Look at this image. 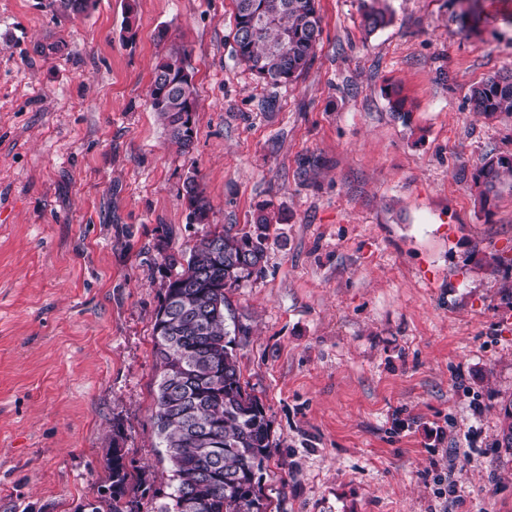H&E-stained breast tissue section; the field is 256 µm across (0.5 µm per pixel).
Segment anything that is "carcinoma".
<instances>
[{
  "label": "carcinoma",
  "instance_id": "carcinoma-1",
  "mask_svg": "<svg viewBox=\"0 0 512 512\" xmlns=\"http://www.w3.org/2000/svg\"><path fill=\"white\" fill-rule=\"evenodd\" d=\"M234 41L238 58L260 79L273 85L294 81L312 61L322 33L318 0H234ZM53 12L80 16L95 0H51ZM362 20L372 32L391 17L381 0H364ZM150 104L183 150L193 142L192 112L197 89L187 52L171 45L153 69ZM473 109L486 116L512 117V70L496 73L472 87ZM512 182V153L486 157L474 174L483 202L499 186ZM184 201L197 223H209L211 206L193 178L184 183ZM282 217L263 205L254 228L206 233L189 254L163 256L169 276L153 327L154 354L161 370L155 414L157 435L177 485L159 512H267L261 487L269 458L270 424L263 404L241 382L224 310L228 294L262 271L270 225ZM115 430L107 459L105 487L111 489L89 512H140L130 493L134 480L141 495L153 491L146 472L126 460ZM498 454L512 459V407H504Z\"/></svg>",
  "mask_w": 512,
  "mask_h": 512
}]
</instances>
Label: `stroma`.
I'll list each match as a JSON object with an SVG mask.
<instances>
[{"label":"stroma","mask_w":512,"mask_h":512,"mask_svg":"<svg viewBox=\"0 0 512 512\" xmlns=\"http://www.w3.org/2000/svg\"><path fill=\"white\" fill-rule=\"evenodd\" d=\"M0 0V512H80L113 431L157 512L175 480L154 426L163 253L210 225H272L225 325L270 423L269 512H512L495 442L512 400V186L480 204L476 164L512 118L474 85L512 69V0H318L296 81L235 55L232 0H98L85 17ZM183 45L198 90L189 150L153 112V65ZM405 97L409 122L385 90ZM212 210L193 223L183 185ZM362 20L365 28L372 32L389 24L391 17L381 0H364Z\"/></svg>","instance_id":"stroma-1"}]
</instances>
